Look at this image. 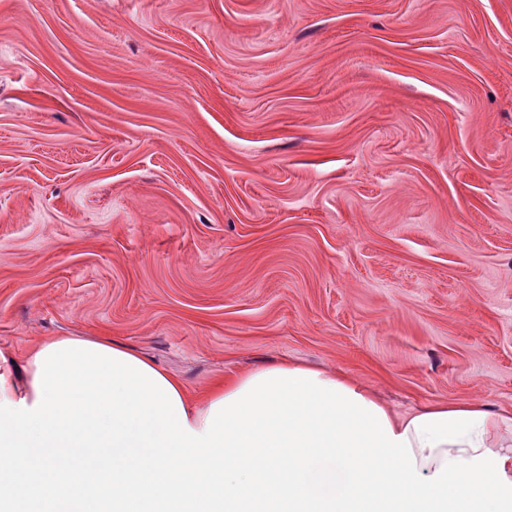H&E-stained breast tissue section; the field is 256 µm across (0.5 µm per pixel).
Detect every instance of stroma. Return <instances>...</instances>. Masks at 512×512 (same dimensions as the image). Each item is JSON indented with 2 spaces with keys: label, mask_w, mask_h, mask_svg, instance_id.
I'll list each match as a JSON object with an SVG mask.
<instances>
[{
  "label": "stroma",
  "mask_w": 512,
  "mask_h": 512,
  "mask_svg": "<svg viewBox=\"0 0 512 512\" xmlns=\"http://www.w3.org/2000/svg\"><path fill=\"white\" fill-rule=\"evenodd\" d=\"M53 336L512 411V0H0V356Z\"/></svg>",
  "instance_id": "35a3bbf8"
}]
</instances>
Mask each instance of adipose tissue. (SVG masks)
Masks as SVG:
<instances>
[{
  "label": "adipose tissue",
  "instance_id": "obj_1",
  "mask_svg": "<svg viewBox=\"0 0 512 512\" xmlns=\"http://www.w3.org/2000/svg\"><path fill=\"white\" fill-rule=\"evenodd\" d=\"M0 512H512V413H400L285 361L194 397L119 343L52 337L0 357Z\"/></svg>",
  "mask_w": 512,
  "mask_h": 512
}]
</instances>
